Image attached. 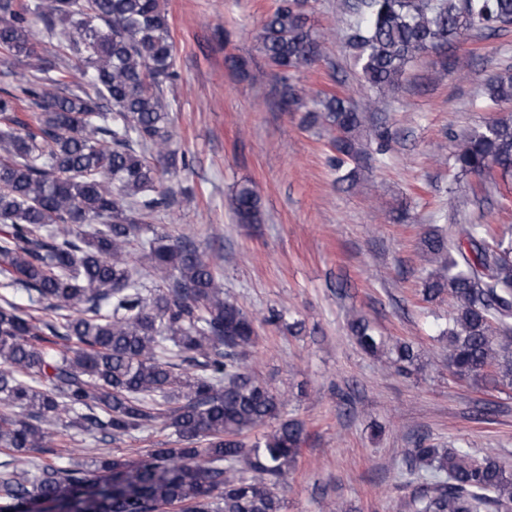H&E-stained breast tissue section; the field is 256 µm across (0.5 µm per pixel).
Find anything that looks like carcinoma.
Returning a JSON list of instances; mask_svg holds the SVG:
<instances>
[{"label": "carcinoma", "instance_id": "carcinoma-1", "mask_svg": "<svg viewBox=\"0 0 512 512\" xmlns=\"http://www.w3.org/2000/svg\"><path fill=\"white\" fill-rule=\"evenodd\" d=\"M308 0H278L257 34L279 76L280 105L331 133L338 180L353 184L364 150L362 111L377 110L406 66L473 31L512 25V0H341L357 15L347 46L369 92L363 110L341 93L307 95L288 76L324 57ZM54 50L44 54V39ZM176 46L162 0H0V60L31 78L0 96V512L44 504L52 512H284L278 488L295 469L301 421L281 417L288 396L246 369L259 324L285 326L272 308L258 320L224 295L222 254L171 234L154 218L185 190L162 181L191 169L171 150ZM37 107L31 121L19 103ZM512 102V76L492 80L485 103ZM454 169L512 178V118L456 143ZM236 219L256 224L251 183L231 196ZM421 257L439 267L422 300L453 299L440 338L460 380L512 387V237L461 224L453 240L424 234ZM26 296L28 304L13 296ZM39 311L54 314L51 319ZM367 353L380 337L363 317L349 324ZM62 342L47 348L48 337ZM402 372L421 369L412 343L394 346ZM272 426L251 443L250 432ZM172 430L136 458L31 453L61 431L114 441ZM412 512H512V466L493 454L438 448L421 437L407 461Z\"/></svg>", "mask_w": 512, "mask_h": 512}]
</instances>
